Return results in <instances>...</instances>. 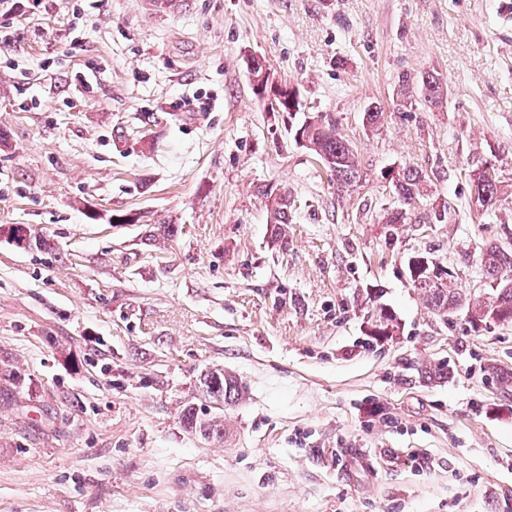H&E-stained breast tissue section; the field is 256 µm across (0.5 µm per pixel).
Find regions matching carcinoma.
I'll use <instances>...</instances> for the list:
<instances>
[{
  "mask_svg": "<svg viewBox=\"0 0 512 512\" xmlns=\"http://www.w3.org/2000/svg\"><path fill=\"white\" fill-rule=\"evenodd\" d=\"M403 74L399 79L400 103L398 109L407 108L409 98V79ZM416 84L425 85L426 92L419 98L428 107H435L448 97V84L437 73L425 72L414 78ZM304 136L311 144L313 151L329 168L336 179V190L346 192L361 180L359 164L350 143L338 132L332 122H317L316 125L304 130ZM399 184L395 192L399 201L403 202L414 196H423L424 179L422 173L407 166L398 172ZM262 197L273 199L272 244L282 246L288 242V224L292 222L291 202L288 190L274 193L266 189L259 190ZM418 256L413 255L407 261L409 279L414 288L422 295L428 310L439 318H447L449 314L466 309L469 324L477 329L482 324L494 322L499 324L512 323V248L490 244L480 255V266L491 283V292L486 295L464 296L452 285V271L446 275H434L429 269H413ZM375 327L384 334L395 331V318L384 307L379 306L373 314ZM486 372L496 378L498 390L506 395L512 393V372H504L495 364L487 366ZM202 394L214 404V409L222 411L224 406L239 400L240 390L229 374L221 369L208 370L200 376ZM187 427L194 433L210 438L222 434L221 416L205 414L200 416L188 407L183 414Z\"/></svg>",
  "mask_w": 512,
  "mask_h": 512,
  "instance_id": "carcinoma-1",
  "label": "carcinoma"
}]
</instances>
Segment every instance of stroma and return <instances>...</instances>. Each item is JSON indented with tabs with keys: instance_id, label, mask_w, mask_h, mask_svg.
Returning <instances> with one entry per match:
<instances>
[{
	"instance_id": "35a3bbf8",
	"label": "stroma",
	"mask_w": 512,
	"mask_h": 512,
	"mask_svg": "<svg viewBox=\"0 0 512 512\" xmlns=\"http://www.w3.org/2000/svg\"><path fill=\"white\" fill-rule=\"evenodd\" d=\"M512 0H48L0 51V512H512V325L437 320L404 260L489 290L512 237ZM258 53L303 109L268 112ZM431 71L448 101L396 109ZM381 107L368 126L364 112ZM335 123L336 191L292 126ZM508 191L476 209L471 173ZM442 220L387 224L393 172ZM262 185L294 199L272 249ZM174 234L157 237V227ZM396 315L374 340L369 293ZM448 366L437 382L425 363ZM243 393L223 438L202 370ZM399 175V184L395 185V192L400 201V206H404V201L407 198H413L417 196L418 198L423 196V190L425 187L424 179L422 173L412 167L407 166L398 172ZM182 418L187 427L201 437L210 438L223 434V428H221L223 424L221 416L218 414L199 416L193 411L192 407H187Z\"/></svg>"
}]
</instances>
